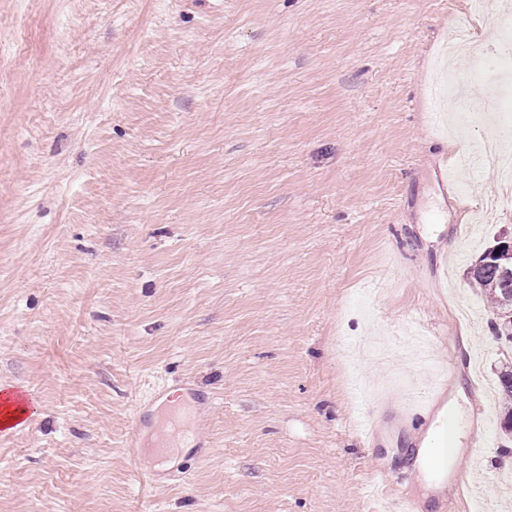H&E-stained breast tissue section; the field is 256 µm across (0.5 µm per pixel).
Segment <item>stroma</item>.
Returning <instances> with one entry per match:
<instances>
[{"label":"stroma","mask_w":512,"mask_h":512,"mask_svg":"<svg viewBox=\"0 0 512 512\" xmlns=\"http://www.w3.org/2000/svg\"><path fill=\"white\" fill-rule=\"evenodd\" d=\"M505 14L0 0V384L35 402L0 430V512H372L383 471L419 512H464L467 486L497 500L485 390L512 347L467 269L512 228V192L456 163L499 127L477 91L441 115L449 66L469 67L449 35L494 40ZM419 336L469 399L436 494L412 463L426 430L380 399L424 383ZM175 403L186 437L150 457Z\"/></svg>","instance_id":"stroma-1"}]
</instances>
